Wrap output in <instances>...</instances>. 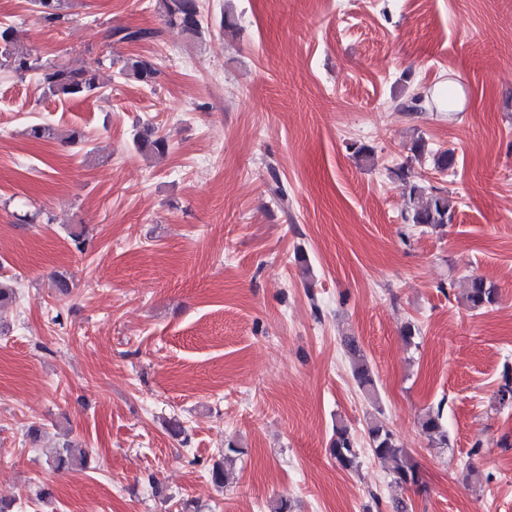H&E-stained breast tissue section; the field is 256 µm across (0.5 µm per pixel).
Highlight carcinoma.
<instances>
[{
  "label": "carcinoma",
  "instance_id": "carcinoma-1",
  "mask_svg": "<svg viewBox=\"0 0 512 512\" xmlns=\"http://www.w3.org/2000/svg\"><path fill=\"white\" fill-rule=\"evenodd\" d=\"M40 7L45 21L56 23L65 20L62 13L64 0H35ZM166 24L176 27L188 36L201 34V20L198 0H162ZM154 32L147 29L116 28L111 36L123 42H141L153 37ZM0 68L9 69L23 75L28 72L37 74L44 92L58 98L84 97L94 94L99 88L97 75L91 69L80 71L68 70L41 63L40 58L16 50L15 34L12 27L0 26ZM122 74L129 80L150 84L157 75L154 62L144 56L126 58ZM28 136L35 140H50L61 137V133L50 125L36 123L28 127ZM135 142L139 149L157 155L168 152L165 138L156 135L152 129L137 133ZM455 216V205L448 192L440 187H426L414 183L410 187L409 200L405 221L415 226L441 228L452 223ZM17 291L9 278L0 276V308L16 300ZM498 288L482 276L471 275L466 278L463 301L471 311L484 310L497 302ZM348 352L352 358V377L362 392L377 402L374 372L354 343L348 344ZM427 439L438 446L448 445V433L442 423V409L428 411L420 421ZM370 450L374 458L392 464V476L401 485L419 483L418 465L410 453L396 439L384 421L373 419L368 425ZM331 452L344 469L354 466L357 458L356 443L347 425L336 424L331 442ZM239 450L228 447L224 450V463H216L209 471L211 481L221 486L227 477L224 465L233 462ZM57 471H68L87 467V455L75 453L72 445H62L51 461Z\"/></svg>",
  "mask_w": 512,
  "mask_h": 512
}]
</instances>
